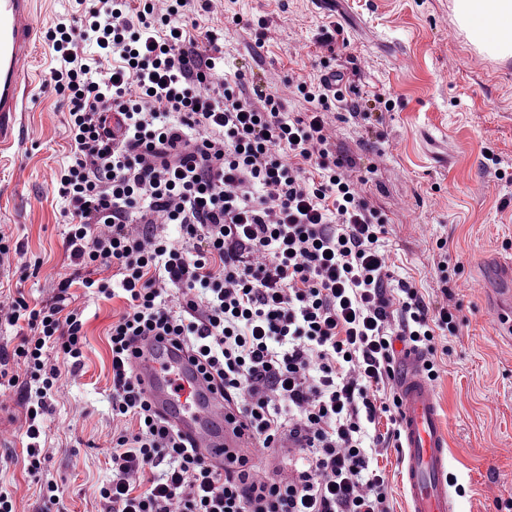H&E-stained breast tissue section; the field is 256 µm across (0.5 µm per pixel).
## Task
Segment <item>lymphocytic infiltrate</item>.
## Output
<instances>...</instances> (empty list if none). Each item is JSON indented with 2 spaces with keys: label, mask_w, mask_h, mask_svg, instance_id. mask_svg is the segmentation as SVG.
Returning <instances> with one entry per match:
<instances>
[{
  "label": "lymphocytic infiltrate",
  "mask_w": 512,
  "mask_h": 512,
  "mask_svg": "<svg viewBox=\"0 0 512 512\" xmlns=\"http://www.w3.org/2000/svg\"><path fill=\"white\" fill-rule=\"evenodd\" d=\"M76 2L45 33L74 147L54 184L74 271L49 303L0 301V320L20 329L0 351V391H35L22 432L28 472L48 459L50 396L83 365L79 287L124 301L109 332L104 512H390L366 433L398 438L397 404L383 395L398 346L420 353L436 381L437 335H457L459 321L394 279L386 221L336 154L344 94L324 79L247 90L225 73L212 32L182 23L213 0ZM90 44L105 58L90 59ZM292 96L311 112L290 116ZM145 336L184 346L261 447L289 441L294 471L269 474L231 453L219 467L190 448L133 374L129 350Z\"/></svg>",
  "instance_id": "obj_1"
}]
</instances>
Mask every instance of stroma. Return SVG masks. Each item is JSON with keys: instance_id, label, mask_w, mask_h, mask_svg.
<instances>
[{"instance_id": "obj_1", "label": "stroma", "mask_w": 512, "mask_h": 512, "mask_svg": "<svg viewBox=\"0 0 512 512\" xmlns=\"http://www.w3.org/2000/svg\"><path fill=\"white\" fill-rule=\"evenodd\" d=\"M272 38L257 44L259 22ZM216 34L227 72L273 91L284 80L315 82L325 66L345 72L358 98L382 93L391 109L347 117L336 146L365 177L366 196L386 219L385 245L395 278L410 282L430 308L454 301L458 335L437 340L439 377L433 387L449 434L451 467L459 476V512H507L512 501V346L506 324L487 306L501 262H512V56L477 47L462 27L454 0H219L198 17ZM343 28L348 46L328 48L320 35ZM463 62L449 75L448 62ZM55 62L38 41L29 63L30 102L17 115V137L0 150V228L20 254L0 262V296L23 292L51 301L72 268L64 247L63 204L52 192L67 165V105L47 85ZM501 165L488 161V154ZM447 249L449 287L432 268L437 242ZM86 318V352L79 376L52 395L45 420L49 459L30 475L19 427V391L0 396V489L15 512H46L41 485L57 483L60 512H102L98 488L111 476L112 357L108 330L124 307L94 293L79 294ZM399 451H371L382 471L391 512H408Z\"/></svg>"}]
</instances>
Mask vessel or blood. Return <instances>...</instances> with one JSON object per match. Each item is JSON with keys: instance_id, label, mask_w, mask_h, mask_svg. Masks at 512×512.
I'll list each match as a JSON object with an SVG mask.
<instances>
[{"instance_id": "1", "label": "vessel or blood", "mask_w": 512, "mask_h": 512, "mask_svg": "<svg viewBox=\"0 0 512 512\" xmlns=\"http://www.w3.org/2000/svg\"><path fill=\"white\" fill-rule=\"evenodd\" d=\"M35 32L33 0H0V146L11 142L16 115L26 106ZM131 361L153 410L208 461L223 465L228 449L247 453L244 434L227 421L230 410L218 382L201 374L185 348L151 338L136 345ZM422 363L411 351L396 367L402 486L409 512H455L457 477L449 462L448 433Z\"/></svg>"}]
</instances>
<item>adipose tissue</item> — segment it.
<instances>
[{
  "label": "adipose tissue",
  "instance_id": "ef3b65f1",
  "mask_svg": "<svg viewBox=\"0 0 512 512\" xmlns=\"http://www.w3.org/2000/svg\"><path fill=\"white\" fill-rule=\"evenodd\" d=\"M457 15L472 41L512 55V0H455Z\"/></svg>",
  "mask_w": 512,
  "mask_h": 512
}]
</instances>
